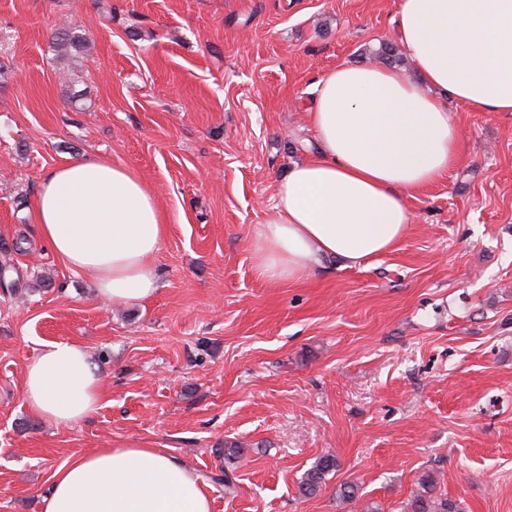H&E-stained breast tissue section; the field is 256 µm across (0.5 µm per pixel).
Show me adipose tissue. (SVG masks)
Masks as SVG:
<instances>
[{
  "mask_svg": "<svg viewBox=\"0 0 512 512\" xmlns=\"http://www.w3.org/2000/svg\"><path fill=\"white\" fill-rule=\"evenodd\" d=\"M397 39L414 72L341 63L318 81L306 118L316 151L274 188L273 215L253 230L254 268L297 283L316 265L357 267L407 235L409 197L460 160L447 101L512 112V0H399ZM38 232L99 299L131 305L158 291L167 218L151 184L107 157L84 156L42 174ZM36 417L68 425L93 415L102 373L78 341H52L25 367ZM41 512H211L208 486L184 463L136 444L77 453L54 470Z\"/></svg>",
  "mask_w": 512,
  "mask_h": 512,
  "instance_id": "1",
  "label": "adipose tissue"
}]
</instances>
